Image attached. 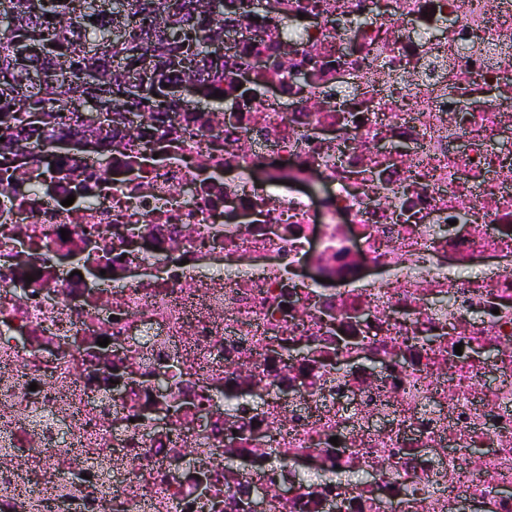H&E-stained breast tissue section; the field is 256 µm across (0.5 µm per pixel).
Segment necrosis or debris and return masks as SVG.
I'll return each instance as SVG.
<instances>
[{
    "mask_svg": "<svg viewBox=\"0 0 512 512\" xmlns=\"http://www.w3.org/2000/svg\"><path fill=\"white\" fill-rule=\"evenodd\" d=\"M234 9L0 153V512H512V0Z\"/></svg>",
    "mask_w": 512,
    "mask_h": 512,
    "instance_id": "1",
    "label": "necrosis or debris"
}]
</instances>
